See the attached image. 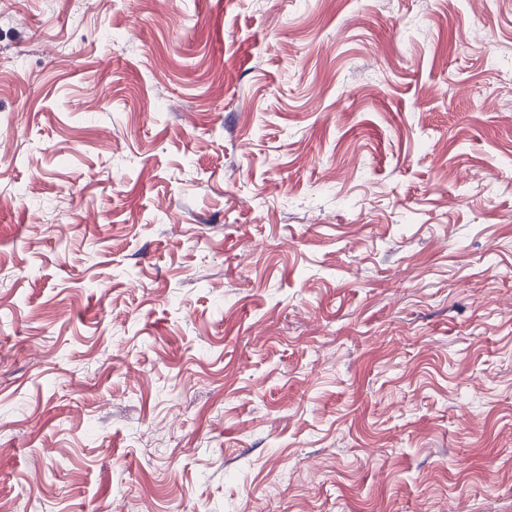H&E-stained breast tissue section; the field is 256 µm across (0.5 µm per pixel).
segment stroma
<instances>
[{
	"label": "stroma",
	"instance_id": "stroma-1",
	"mask_svg": "<svg viewBox=\"0 0 512 512\" xmlns=\"http://www.w3.org/2000/svg\"><path fill=\"white\" fill-rule=\"evenodd\" d=\"M506 69L512 0H0V512H512Z\"/></svg>",
	"mask_w": 512,
	"mask_h": 512
}]
</instances>
